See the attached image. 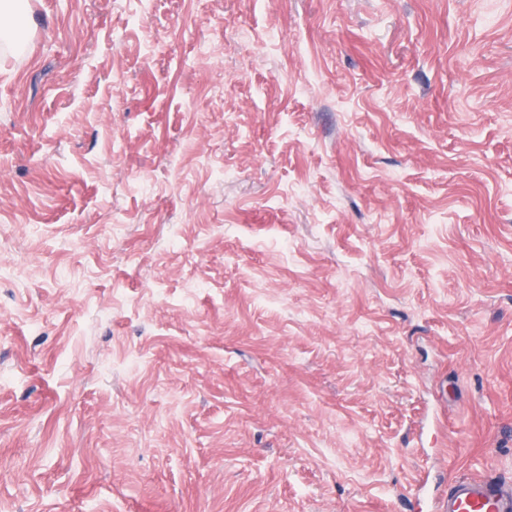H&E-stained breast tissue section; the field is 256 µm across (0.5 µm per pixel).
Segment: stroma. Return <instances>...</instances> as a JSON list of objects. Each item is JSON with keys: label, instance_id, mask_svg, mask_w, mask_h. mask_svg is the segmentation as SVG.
Wrapping results in <instances>:
<instances>
[{"label": "stroma", "instance_id": "obj_1", "mask_svg": "<svg viewBox=\"0 0 512 512\" xmlns=\"http://www.w3.org/2000/svg\"><path fill=\"white\" fill-rule=\"evenodd\" d=\"M18 30L0 512L512 478V0H29Z\"/></svg>", "mask_w": 512, "mask_h": 512}]
</instances>
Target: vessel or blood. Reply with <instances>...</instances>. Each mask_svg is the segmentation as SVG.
<instances>
[{
	"label": "vessel or blood",
	"mask_w": 512,
	"mask_h": 512,
	"mask_svg": "<svg viewBox=\"0 0 512 512\" xmlns=\"http://www.w3.org/2000/svg\"><path fill=\"white\" fill-rule=\"evenodd\" d=\"M439 512H512V485L493 475L457 479Z\"/></svg>",
	"instance_id": "obj_1"
}]
</instances>
